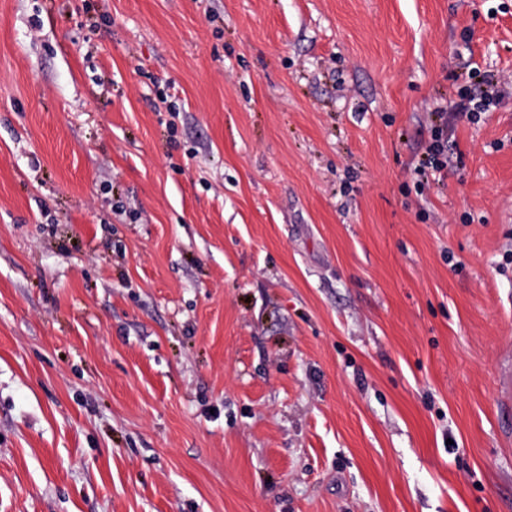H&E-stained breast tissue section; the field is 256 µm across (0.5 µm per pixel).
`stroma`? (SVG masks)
<instances>
[{
  "label": "stroma",
  "mask_w": 512,
  "mask_h": 512,
  "mask_svg": "<svg viewBox=\"0 0 512 512\" xmlns=\"http://www.w3.org/2000/svg\"><path fill=\"white\" fill-rule=\"evenodd\" d=\"M510 251L512 0H0V512H512ZM500 82L491 75L483 78V89L478 94L471 93L468 89H459L457 98L452 102L450 108L438 109L434 112L435 123L431 126V139L425 147V152L415 168L418 173L430 172L434 180L439 174L438 181L448 172V167L454 165V152L448 149V144L454 138L456 123L462 118L470 122H478L481 114L489 112L496 107L502 99ZM497 389L500 407L507 414L509 421L512 407V355L510 351L506 353L498 371Z\"/></svg>",
  "instance_id": "obj_1"
}]
</instances>
